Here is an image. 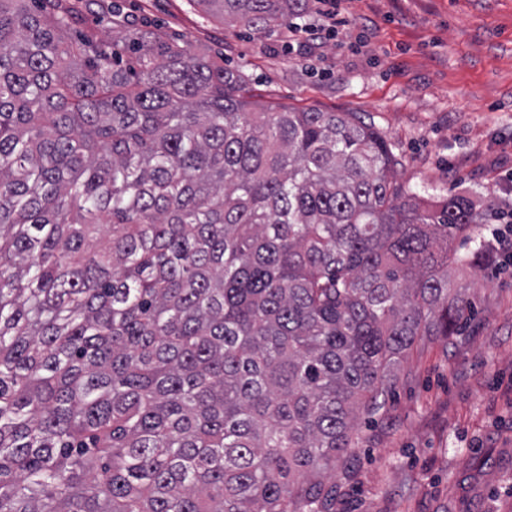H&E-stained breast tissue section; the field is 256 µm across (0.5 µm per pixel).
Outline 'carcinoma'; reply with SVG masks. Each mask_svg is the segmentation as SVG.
Listing matches in <instances>:
<instances>
[{"label":"carcinoma","instance_id":"carcinoma-1","mask_svg":"<svg viewBox=\"0 0 512 512\" xmlns=\"http://www.w3.org/2000/svg\"><path fill=\"white\" fill-rule=\"evenodd\" d=\"M195 2L259 34L310 9ZM75 15L0 0V512H333L359 415L469 312L477 194L404 192L355 113Z\"/></svg>","mask_w":512,"mask_h":512}]
</instances>
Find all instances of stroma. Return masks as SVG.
Instances as JSON below:
<instances>
[{
  "label": "stroma",
  "mask_w": 512,
  "mask_h": 512,
  "mask_svg": "<svg viewBox=\"0 0 512 512\" xmlns=\"http://www.w3.org/2000/svg\"><path fill=\"white\" fill-rule=\"evenodd\" d=\"M112 2L130 28L241 69L254 102L360 113L399 186L478 192L482 238L512 208V0H341L335 40L308 52L194 0ZM461 283L466 326L416 342L384 409L361 417L353 463L336 464V512H512V266Z\"/></svg>",
  "instance_id": "1"
}]
</instances>
